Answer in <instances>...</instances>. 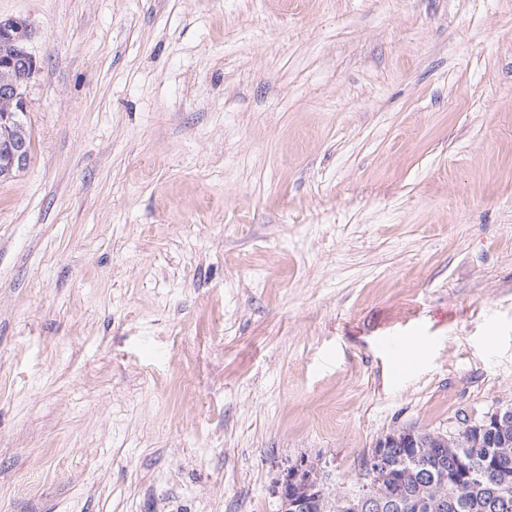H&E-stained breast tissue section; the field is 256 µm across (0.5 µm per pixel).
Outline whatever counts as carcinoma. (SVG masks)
<instances>
[{"mask_svg":"<svg viewBox=\"0 0 512 512\" xmlns=\"http://www.w3.org/2000/svg\"><path fill=\"white\" fill-rule=\"evenodd\" d=\"M12 45L0 41V87L16 77L4 65ZM32 150L29 122L0 125V141ZM422 446L402 441L383 449L387 470L376 483L362 474L358 486L344 494L314 497L323 483L318 473L303 475L295 493L312 501L311 512H512V416L495 425L447 441L421 433Z\"/></svg>","mask_w":512,"mask_h":512,"instance_id":"obj_1","label":"carcinoma"}]
</instances>
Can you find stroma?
Listing matches in <instances>:
<instances>
[{"label": "stroma", "instance_id": "1", "mask_svg": "<svg viewBox=\"0 0 512 512\" xmlns=\"http://www.w3.org/2000/svg\"><path fill=\"white\" fill-rule=\"evenodd\" d=\"M0 512H280L512 404V0H0ZM424 355L404 361V337ZM28 36V28L22 21L17 19L0 20V37L14 40L16 53L27 61L26 68L18 82L11 87L0 88V96L9 98L12 103L11 110L2 112L6 104L0 100V141L16 142L25 146L31 153L32 130L27 119L21 126L8 125L21 116L27 117L28 114L27 89L36 73V61L26 47Z\"/></svg>", "mask_w": 512, "mask_h": 512}]
</instances>
